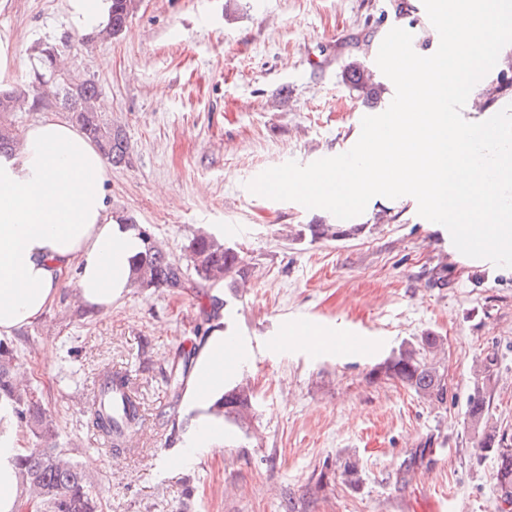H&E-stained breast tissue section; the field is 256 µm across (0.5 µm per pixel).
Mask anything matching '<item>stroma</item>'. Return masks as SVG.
<instances>
[{"mask_svg": "<svg viewBox=\"0 0 512 512\" xmlns=\"http://www.w3.org/2000/svg\"><path fill=\"white\" fill-rule=\"evenodd\" d=\"M395 27L413 33L419 55L435 52L421 0H138L126 34L104 42L73 32L65 0H0V35L17 51L8 88L27 85L34 42L69 39L70 68L99 84L104 117L126 131L132 159L112 170L113 215L180 262L208 232L237 245L251 270L245 288L224 295V333L238 341L224 382L250 387L254 416L225 423L222 451L175 470L165 418L178 392L167 375L194 347L206 285L134 287L110 313H87L71 273L42 320L12 336L56 446L81 464L101 512H512L467 413L477 366L495 358L487 417L512 437V274L455 259L445 227L409 197L372 199L355 218L362 233L313 242L288 231L335 216L247 188L268 168L353 147L362 118L385 111L395 87L376 74L384 93L371 107L341 70L354 59L375 67ZM480 85L481 111L512 104V67L496 64ZM436 269L444 284L432 283ZM305 324L327 342L290 344ZM352 331L366 345L351 344ZM429 331L443 338L441 403L372 375ZM108 367L128 372L143 415L120 453L89 423ZM423 446L430 462L400 476ZM348 461L353 485L341 476Z\"/></svg>", "mask_w": 512, "mask_h": 512, "instance_id": "stroma-1", "label": "stroma"}]
</instances>
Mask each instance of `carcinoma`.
<instances>
[{
	"label": "carcinoma",
	"instance_id": "carcinoma-1",
	"mask_svg": "<svg viewBox=\"0 0 512 512\" xmlns=\"http://www.w3.org/2000/svg\"><path fill=\"white\" fill-rule=\"evenodd\" d=\"M135 9V0H112L111 16L100 36L116 39L124 35L129 18ZM67 42L38 43L31 47V56L37 61L28 90L0 92V153L19 146L22 135L9 121L15 112L46 107L52 98L69 112L84 134L114 165L131 162V147L125 132L107 122L97 111L101 94L98 83L70 72L62 64L63 47ZM55 72H62L68 80H52ZM342 81L351 88L366 92V102L380 99L382 86L375 83L370 68L360 61L348 63L342 71ZM363 229L361 224H304L291 231L296 240H341L355 236ZM186 265L172 258L149 235H144V250L132 262V282L139 288H169L178 290L192 283L204 282L213 287L237 290L249 281L251 272L240 252L209 233L195 235L186 246ZM443 339L427 332L416 341L403 345L397 353L376 368L381 376L397 380L413 389L419 396L438 402L444 401L447 386L444 374L435 361ZM17 347L0 341V398L12 404L17 426L27 428L39 440L33 448L18 459L22 486L28 500L38 512H98L99 503L93 496L87 475L74 461L65 457L63 450L49 442L54 436L51 416L36 398L32 389L15 378ZM253 395L250 389L234 385L224 389V420L239 424L252 412ZM487 402L483 388L477 386L469 397L468 415L476 423L484 424L481 447L492 451L497 460V480L506 501L512 500V444L493 425L485 423ZM142 421L140 403L125 400L122 414H112L109 404L98 408L90 423L118 448L121 439L138 430ZM429 448H416L400 465L407 474L422 464L430 455Z\"/></svg>",
	"mask_w": 512,
	"mask_h": 512
}]
</instances>
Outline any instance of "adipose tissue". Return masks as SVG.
I'll use <instances>...</instances> for the list:
<instances>
[{"label": "adipose tissue", "instance_id": "ef3b65f1", "mask_svg": "<svg viewBox=\"0 0 512 512\" xmlns=\"http://www.w3.org/2000/svg\"><path fill=\"white\" fill-rule=\"evenodd\" d=\"M111 0H66L78 33L104 28ZM111 167L73 123L44 116L31 122L20 146L0 154V338L40 321L68 272L75 299L109 312L131 288V261L143 230L114 217L108 201ZM209 322L186 381L179 427L187 450L224 445V331ZM26 439L8 401L0 400V512H22L17 458Z\"/></svg>", "mask_w": 512, "mask_h": 512}]
</instances>
